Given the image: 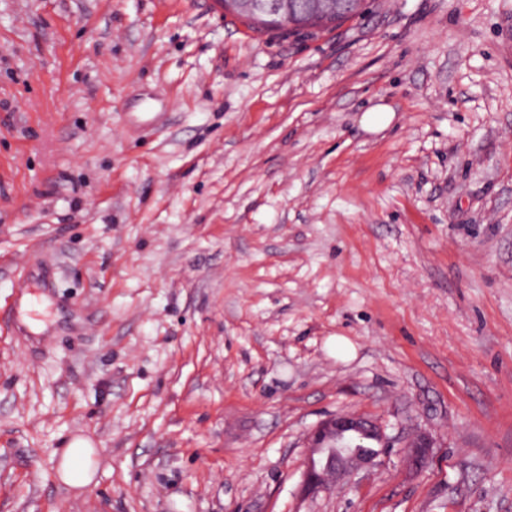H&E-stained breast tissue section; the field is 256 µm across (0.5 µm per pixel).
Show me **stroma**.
<instances>
[{
	"label": "stroma",
	"mask_w": 512,
	"mask_h": 512,
	"mask_svg": "<svg viewBox=\"0 0 512 512\" xmlns=\"http://www.w3.org/2000/svg\"><path fill=\"white\" fill-rule=\"evenodd\" d=\"M0 512H512V0H0ZM295 3L298 4H314L315 2H322V3H328L334 5V9L329 14H320L325 15L327 17H330L332 19V22L330 24H312L308 22V17L311 14H302L299 15L294 20V26L291 28H288V26L281 25V24H268V25H257L258 27H261L263 29L269 30V31H298L302 30L308 27H314L319 25H324L322 27H327L329 25L335 24L337 22L344 21L352 16L358 15L362 13L364 10V2L365 0H294ZM362 2V7H361ZM336 3L337 4H343L348 5L349 8L344 11H340L336 13ZM361 8V9H360ZM391 440L383 426L360 414L339 413L320 421L307 436L303 495L328 493L346 478L376 466ZM434 439L431 435L420 433L413 436L405 446L407 467L415 472H421L432 460ZM93 454L94 448L87 440L74 439L61 454L59 472L63 483L72 488L88 485L94 476Z\"/></svg>",
	"instance_id": "stroma-1"
}]
</instances>
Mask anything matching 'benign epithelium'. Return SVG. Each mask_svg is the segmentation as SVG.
Masks as SVG:
<instances>
[{
    "label": "benign epithelium",
    "instance_id": "benign-epithelium-1",
    "mask_svg": "<svg viewBox=\"0 0 512 512\" xmlns=\"http://www.w3.org/2000/svg\"><path fill=\"white\" fill-rule=\"evenodd\" d=\"M390 443L383 426L360 414L339 413L320 421L307 436L309 455L302 475L303 495L328 493L343 480L376 466ZM433 448L431 435L413 436L405 446L407 467L421 472L432 460Z\"/></svg>",
    "mask_w": 512,
    "mask_h": 512
}]
</instances>
